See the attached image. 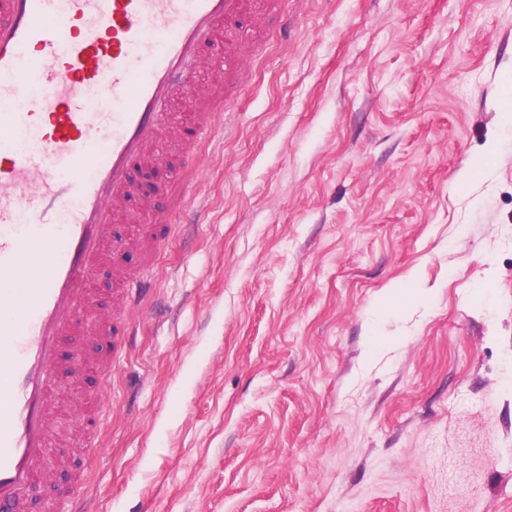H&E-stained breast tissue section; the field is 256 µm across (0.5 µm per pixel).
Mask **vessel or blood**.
Wrapping results in <instances>:
<instances>
[{"mask_svg":"<svg viewBox=\"0 0 512 512\" xmlns=\"http://www.w3.org/2000/svg\"><path fill=\"white\" fill-rule=\"evenodd\" d=\"M247 0H0V512H24L48 475L57 344L76 335L134 167L175 138L179 166L217 129L223 97L194 109L204 48L234 57ZM193 108L173 132L175 102ZM111 369L125 310L145 286L116 271Z\"/></svg>","mask_w":512,"mask_h":512,"instance_id":"b4317fda","label":"vessel or blood"}]
</instances>
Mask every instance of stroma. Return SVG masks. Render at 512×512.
<instances>
[{
	"mask_svg": "<svg viewBox=\"0 0 512 512\" xmlns=\"http://www.w3.org/2000/svg\"><path fill=\"white\" fill-rule=\"evenodd\" d=\"M180 171L174 227L116 228L153 288L112 382L61 376L41 512H512V0H284ZM498 151L486 158L489 142Z\"/></svg>",
	"mask_w": 512,
	"mask_h": 512,
	"instance_id": "stroma-1",
	"label": "stroma"
}]
</instances>
